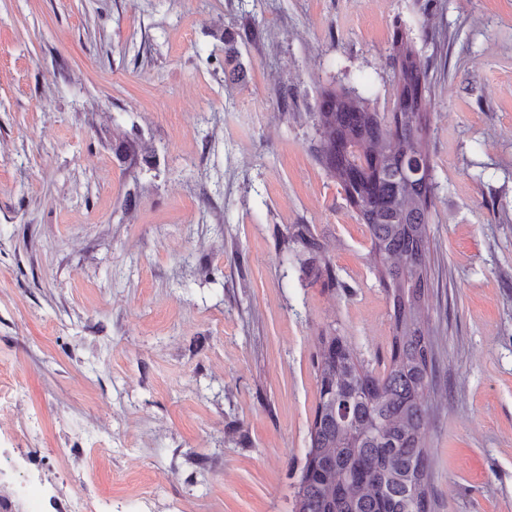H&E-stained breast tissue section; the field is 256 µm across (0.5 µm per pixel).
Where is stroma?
Masks as SVG:
<instances>
[{"label":"stroma","instance_id":"obj_1","mask_svg":"<svg viewBox=\"0 0 512 512\" xmlns=\"http://www.w3.org/2000/svg\"><path fill=\"white\" fill-rule=\"evenodd\" d=\"M398 29L432 62L433 510L512 512V0H0V512H293L322 336L378 372L392 338L313 114L390 111Z\"/></svg>","mask_w":512,"mask_h":512}]
</instances>
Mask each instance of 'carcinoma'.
<instances>
[{"mask_svg":"<svg viewBox=\"0 0 512 512\" xmlns=\"http://www.w3.org/2000/svg\"><path fill=\"white\" fill-rule=\"evenodd\" d=\"M389 63L396 94L388 112L346 88L321 90L314 118L316 159L367 226L370 260L390 305L392 339L383 372L368 368L347 341L321 337L313 368L319 401L295 496V512H432L425 444L434 344L421 312L431 295L428 224L434 207L425 148L429 65L403 33ZM137 162L135 145L115 147ZM291 238L316 256L320 241L297 224Z\"/></svg>","mask_w":512,"mask_h":512,"instance_id":"carcinoma-1","label":"carcinoma"}]
</instances>
